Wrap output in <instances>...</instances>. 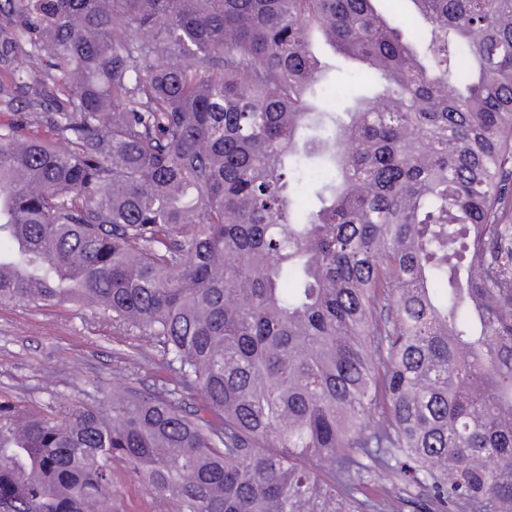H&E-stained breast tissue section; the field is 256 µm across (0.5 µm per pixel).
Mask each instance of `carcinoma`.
<instances>
[{
    "label": "carcinoma",
    "mask_w": 512,
    "mask_h": 512,
    "mask_svg": "<svg viewBox=\"0 0 512 512\" xmlns=\"http://www.w3.org/2000/svg\"><path fill=\"white\" fill-rule=\"evenodd\" d=\"M377 2L0 0V304L156 356L0 394L7 512H512V0ZM319 51L323 55L324 60L327 61L330 65L336 66V64H338V65L342 66L343 74L339 75L337 77V79L335 80V82H333V83L340 84L339 87L337 88V90L339 92H341V91L349 92L351 90V88L357 83V81H355L354 75L350 74V71L352 70V68L355 65L337 61L335 55L325 45L321 44L319 46ZM120 494L118 502L121 506L119 512H148L147 501L150 500L148 491L138 484L122 483L118 486Z\"/></svg>",
    "instance_id": "1"
}]
</instances>
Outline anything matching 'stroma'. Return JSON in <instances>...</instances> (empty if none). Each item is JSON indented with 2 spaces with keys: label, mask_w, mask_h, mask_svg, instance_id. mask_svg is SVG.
Segmentation results:
<instances>
[{
  "label": "stroma",
  "mask_w": 512,
  "mask_h": 512,
  "mask_svg": "<svg viewBox=\"0 0 512 512\" xmlns=\"http://www.w3.org/2000/svg\"><path fill=\"white\" fill-rule=\"evenodd\" d=\"M137 343L117 334L108 317L69 304L39 310L0 304V393L46 401L41 386L48 376L71 405L111 406L113 393L139 384L121 361Z\"/></svg>",
  "instance_id": "35a3bbf8"
}]
</instances>
